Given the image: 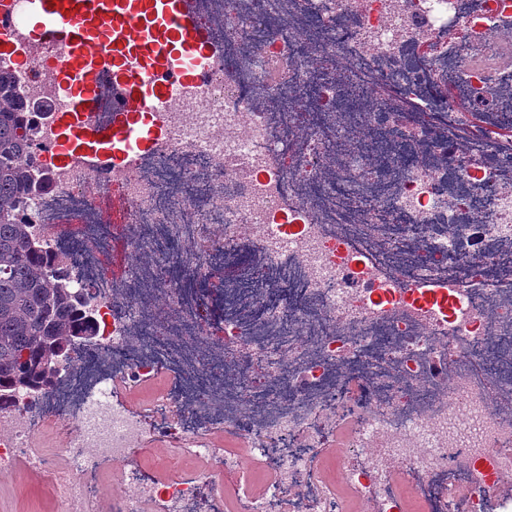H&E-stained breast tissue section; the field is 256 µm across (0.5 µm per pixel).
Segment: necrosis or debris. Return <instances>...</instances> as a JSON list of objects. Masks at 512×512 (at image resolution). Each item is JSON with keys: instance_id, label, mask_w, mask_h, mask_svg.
Segmentation results:
<instances>
[{"instance_id": "4bbe7bcc", "label": "necrosis or debris", "mask_w": 512, "mask_h": 512, "mask_svg": "<svg viewBox=\"0 0 512 512\" xmlns=\"http://www.w3.org/2000/svg\"><path fill=\"white\" fill-rule=\"evenodd\" d=\"M464 2L221 0L216 27L195 0L221 57L169 94L154 145L98 173L37 154L51 187L23 221L94 293L99 338L0 413V475L24 463L62 487L65 512H91L107 459L113 512H224L216 475L240 463L211 442L221 428L250 436L289 512H346L347 489L383 512H512L498 501L512 483V71L491 40L512 0ZM409 47L418 63L401 61ZM403 100L415 108L396 114ZM471 106L483 122L457 154ZM408 140L411 164L373 168ZM117 189L128 210L110 222L99 205ZM356 259L383 269L382 288L361 287ZM227 269L214 334L208 289ZM427 281L454 292L416 307L406 290ZM164 374L146 413L116 400ZM340 388L364 466L334 463L333 493L318 449ZM61 419L50 457L35 443ZM158 439L153 475L134 455Z\"/></svg>"}]
</instances>
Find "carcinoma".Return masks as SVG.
<instances>
[{
	"mask_svg": "<svg viewBox=\"0 0 512 512\" xmlns=\"http://www.w3.org/2000/svg\"><path fill=\"white\" fill-rule=\"evenodd\" d=\"M12 76L0 71V411L20 391L44 392L59 379L54 366L77 344L98 339V324L77 301L64 260L50 254L17 220L35 193L29 167L26 105L9 95Z\"/></svg>",
	"mask_w": 512,
	"mask_h": 512,
	"instance_id": "obj_1",
	"label": "carcinoma"
}]
</instances>
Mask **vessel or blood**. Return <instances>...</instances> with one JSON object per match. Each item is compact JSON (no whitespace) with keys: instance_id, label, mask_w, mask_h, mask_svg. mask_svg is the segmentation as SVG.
<instances>
[{"instance_id":"b4317fda","label":"vessel or blood","mask_w":512,"mask_h":512,"mask_svg":"<svg viewBox=\"0 0 512 512\" xmlns=\"http://www.w3.org/2000/svg\"><path fill=\"white\" fill-rule=\"evenodd\" d=\"M0 38L18 48L32 40L63 51L58 85L69 109L55 116L45 149L98 169L153 143L158 127L143 116L170 90L201 82L212 52L192 0H30L21 24L12 10L0 9ZM105 73L115 117L102 125L96 85Z\"/></svg>"}]
</instances>
